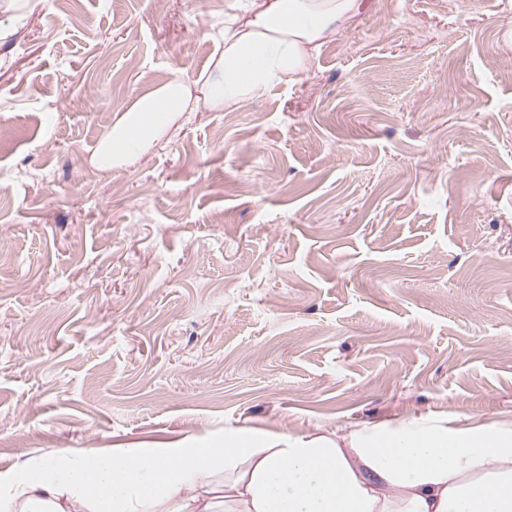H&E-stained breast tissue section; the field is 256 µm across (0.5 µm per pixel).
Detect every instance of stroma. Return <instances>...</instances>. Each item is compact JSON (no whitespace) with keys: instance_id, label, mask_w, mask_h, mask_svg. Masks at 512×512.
<instances>
[{"instance_id":"35a3bbf8","label":"stroma","mask_w":512,"mask_h":512,"mask_svg":"<svg viewBox=\"0 0 512 512\" xmlns=\"http://www.w3.org/2000/svg\"><path fill=\"white\" fill-rule=\"evenodd\" d=\"M224 2L43 0L0 42V471L512 418V0H365L305 85L97 169Z\"/></svg>"}]
</instances>
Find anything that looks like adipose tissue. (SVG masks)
Returning <instances> with one entry per match:
<instances>
[{
    "instance_id": "adipose-tissue-1",
    "label": "adipose tissue",
    "mask_w": 512,
    "mask_h": 512,
    "mask_svg": "<svg viewBox=\"0 0 512 512\" xmlns=\"http://www.w3.org/2000/svg\"><path fill=\"white\" fill-rule=\"evenodd\" d=\"M363 0H227L206 78L177 76L126 104L91 161L134 160L178 116L301 85ZM0 512H512V421L464 413L296 433L224 432L212 448L50 451L0 472Z\"/></svg>"
}]
</instances>
